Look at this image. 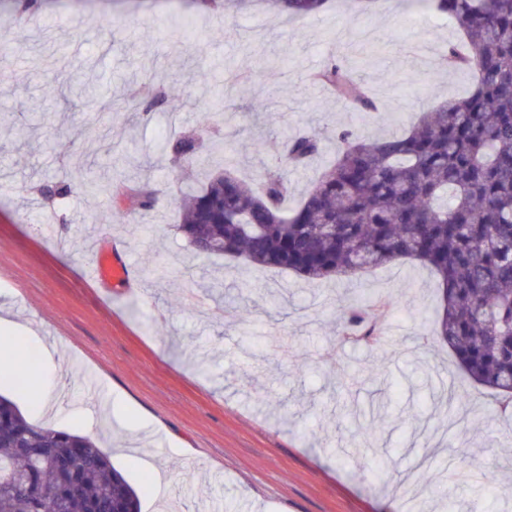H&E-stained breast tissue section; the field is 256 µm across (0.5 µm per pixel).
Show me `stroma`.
I'll list each match as a JSON object with an SVG mask.
<instances>
[{"instance_id": "stroma-1", "label": "stroma", "mask_w": 512, "mask_h": 512, "mask_svg": "<svg viewBox=\"0 0 512 512\" xmlns=\"http://www.w3.org/2000/svg\"><path fill=\"white\" fill-rule=\"evenodd\" d=\"M167 6L46 0L13 23L0 5V306L52 373L56 417L9 383L0 394L33 423L111 447L142 512L172 497L182 512H512L483 482L512 480V416L431 342L440 291L430 269L406 260L311 281L196 254L173 228L170 144L200 130L216 96L224 157L240 177L277 167L287 138L318 133L321 153L287 171L294 204L333 160L337 131L398 133L469 91L466 72L439 62L460 31L411 0L367 11L332 0L304 19L183 0L178 23ZM331 61L358 68L377 112L351 111L310 82ZM147 78L166 99L143 115L129 102ZM103 133L116 152L108 165ZM255 140L264 153L251 152ZM89 179L149 182L155 206L85 195ZM58 181L70 195L46 201L39 186ZM112 241L136 283L86 282L82 268ZM158 262L167 278L147 276ZM361 300L385 307L381 348L340 337L344 310ZM451 388L463 405L443 401ZM382 465L384 486L373 477Z\"/></svg>"}]
</instances>
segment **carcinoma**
Wrapping results in <instances>:
<instances>
[{"mask_svg": "<svg viewBox=\"0 0 512 512\" xmlns=\"http://www.w3.org/2000/svg\"><path fill=\"white\" fill-rule=\"evenodd\" d=\"M327 0H270L296 18ZM455 22L463 39L440 59L464 70L469 95L422 113L401 135L366 141L336 134V159L295 207L282 171L298 169L321 150L317 134L288 141L281 167L258 182L216 167L182 197L175 231L197 254L243 257L309 280L413 259L441 287L433 340L448 346L469 379L512 408V0H424ZM312 81L354 112L377 103L354 69L330 63ZM173 168L192 172L195 139L171 145ZM143 211L154 207L146 183L120 186ZM344 335L371 347L386 342L365 311L348 313ZM8 356L0 379L19 384L33 351L0 340ZM140 512L135 488L87 436L30 422L0 395V512Z\"/></svg>", "mask_w": 512, "mask_h": 512, "instance_id": "1", "label": "carcinoma"}]
</instances>
